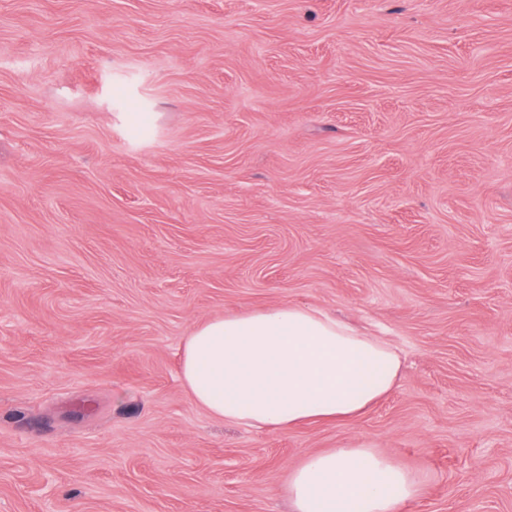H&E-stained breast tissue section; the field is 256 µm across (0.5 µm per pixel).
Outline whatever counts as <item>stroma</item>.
Wrapping results in <instances>:
<instances>
[{
	"mask_svg": "<svg viewBox=\"0 0 512 512\" xmlns=\"http://www.w3.org/2000/svg\"><path fill=\"white\" fill-rule=\"evenodd\" d=\"M280 303L398 387L213 419L185 336ZM358 447L512 512V0H0V512H291Z\"/></svg>",
	"mask_w": 512,
	"mask_h": 512,
	"instance_id": "stroma-1",
	"label": "stroma"
}]
</instances>
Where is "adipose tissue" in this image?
<instances>
[{
  "label": "adipose tissue",
  "mask_w": 512,
  "mask_h": 512,
  "mask_svg": "<svg viewBox=\"0 0 512 512\" xmlns=\"http://www.w3.org/2000/svg\"><path fill=\"white\" fill-rule=\"evenodd\" d=\"M390 342L293 304L213 318L186 337L180 377L194 402L228 424L285 431L356 417L400 378ZM424 480L372 448L306 457L288 475L293 512H403Z\"/></svg>",
  "instance_id": "adipose-tissue-1"
}]
</instances>
